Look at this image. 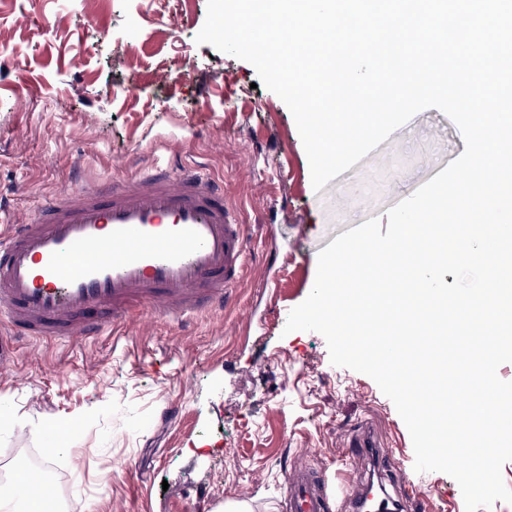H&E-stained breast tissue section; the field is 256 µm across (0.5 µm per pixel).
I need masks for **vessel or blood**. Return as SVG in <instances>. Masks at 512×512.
Returning a JSON list of instances; mask_svg holds the SVG:
<instances>
[{
    "instance_id": "1",
    "label": "vessel or blood",
    "mask_w": 512,
    "mask_h": 512,
    "mask_svg": "<svg viewBox=\"0 0 512 512\" xmlns=\"http://www.w3.org/2000/svg\"><path fill=\"white\" fill-rule=\"evenodd\" d=\"M244 228L222 184L161 166L44 200L38 217L0 234V360L7 337L100 335L136 308L180 320L223 310L245 253ZM43 512L55 497L46 467L23 474ZM289 512H368L306 466L285 472Z\"/></svg>"
}]
</instances>
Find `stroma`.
I'll use <instances>...</instances> for the list:
<instances>
[{
	"label": "stroma",
	"mask_w": 512,
	"mask_h": 512,
	"mask_svg": "<svg viewBox=\"0 0 512 512\" xmlns=\"http://www.w3.org/2000/svg\"><path fill=\"white\" fill-rule=\"evenodd\" d=\"M208 0H0V232L76 177L156 161L200 165L246 232L222 313H152L94 338L16 343L0 365V493L19 461L51 459L68 512H288L285 465L355 491L350 454L387 448L389 480L432 512H465L450 475L418 472L408 428L368 375L333 365L325 337L286 332L337 236L413 195L465 149L422 110L323 190L294 117L247 61L197 43ZM208 497L199 500L197 489Z\"/></svg>",
	"instance_id": "1"
}]
</instances>
